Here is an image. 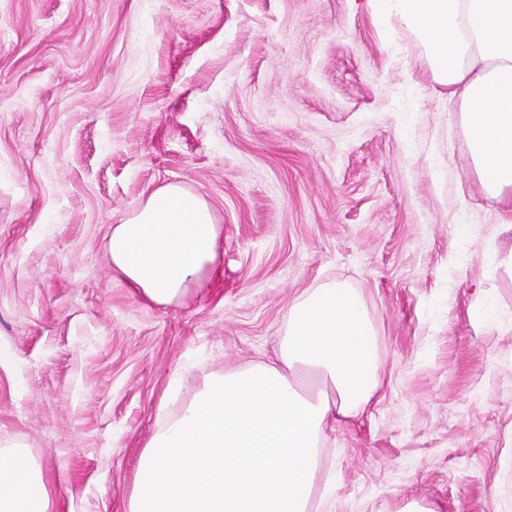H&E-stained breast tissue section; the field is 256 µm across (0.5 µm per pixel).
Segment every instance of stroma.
Returning a JSON list of instances; mask_svg holds the SVG:
<instances>
[{"mask_svg": "<svg viewBox=\"0 0 512 512\" xmlns=\"http://www.w3.org/2000/svg\"><path fill=\"white\" fill-rule=\"evenodd\" d=\"M420 53L349 0H0V448L52 512H126L165 419L334 282L383 386L323 442L321 512H512V224ZM167 184L222 252L156 304L106 243Z\"/></svg>", "mask_w": 512, "mask_h": 512, "instance_id": "stroma-1", "label": "stroma"}]
</instances>
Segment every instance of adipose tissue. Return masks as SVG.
I'll list each match as a JSON object with an SVG mask.
<instances>
[{
  "instance_id": "obj_1",
  "label": "adipose tissue",
  "mask_w": 512,
  "mask_h": 512,
  "mask_svg": "<svg viewBox=\"0 0 512 512\" xmlns=\"http://www.w3.org/2000/svg\"><path fill=\"white\" fill-rule=\"evenodd\" d=\"M382 35L421 46L418 68L455 101L483 190L512 223V0H366ZM218 224L176 185L114 225L112 268L143 298L169 304L215 266ZM322 387L304 393L299 374ZM380 385L374 332L358 295L330 283L297 297L278 359L206 376L144 450L127 512H308L329 428ZM0 512H51L30 459L0 450Z\"/></svg>"
}]
</instances>
